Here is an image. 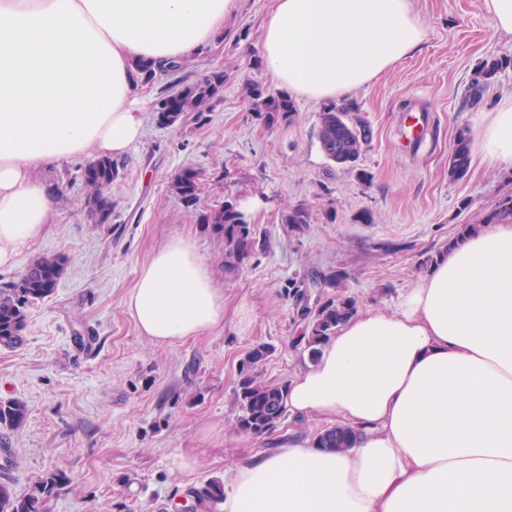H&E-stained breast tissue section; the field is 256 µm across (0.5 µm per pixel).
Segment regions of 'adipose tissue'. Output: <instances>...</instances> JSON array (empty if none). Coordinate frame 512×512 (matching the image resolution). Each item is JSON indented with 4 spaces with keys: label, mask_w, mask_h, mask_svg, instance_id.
Returning <instances> with one entry per match:
<instances>
[{
    "label": "adipose tissue",
    "mask_w": 512,
    "mask_h": 512,
    "mask_svg": "<svg viewBox=\"0 0 512 512\" xmlns=\"http://www.w3.org/2000/svg\"><path fill=\"white\" fill-rule=\"evenodd\" d=\"M237 0H0V265L31 249L53 209L33 176L62 160L117 157L140 140L139 64L195 55ZM411 0H273L261 63L279 88L335 99L415 50ZM512 167V98L479 131ZM127 308L172 344L224 326V291L194 242L169 238ZM285 406L349 427L234 463L218 512H512V223L457 234L394 311L350 317ZM318 442L324 448H349L353 442V431L342 427L327 428L318 434Z\"/></svg>",
    "instance_id": "adipose-tissue-1"
}]
</instances>
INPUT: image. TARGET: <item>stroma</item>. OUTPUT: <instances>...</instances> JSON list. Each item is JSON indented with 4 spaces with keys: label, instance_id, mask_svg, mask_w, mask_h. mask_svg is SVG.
<instances>
[{
    "label": "stroma",
    "instance_id": "stroma-1",
    "mask_svg": "<svg viewBox=\"0 0 512 512\" xmlns=\"http://www.w3.org/2000/svg\"><path fill=\"white\" fill-rule=\"evenodd\" d=\"M270 5L238 0L218 41L142 87L144 136L119 158L106 223L84 206L82 159L34 172L52 185L55 204L32 253L0 266V288L19 281L32 254L67 264L55 292L28 306L22 345L0 348V400L28 407L21 425L0 429V448L17 493L60 476L45 512H175L187 486L223 480L232 461L322 430L316 418L287 415L270 434L238 432L239 366L250 348L271 349L263 380L288 383L308 362L300 306L336 294L320 273H344L357 307L394 309L461 225L512 195V168L485 163L478 140L480 120L512 96V37L495 34L485 0H412L425 28L420 47L346 97L372 130L354 172L320 148L322 102L295 98L292 119L270 127L241 97L244 82L273 86L260 60ZM491 56L509 64L470 105L471 75ZM215 70L227 81L210 112L157 123L163 96ZM417 110L431 118L425 143L403 146L401 117ZM461 134L471 164L455 180L448 158ZM186 168L205 174L193 208L169 190ZM230 199L264 243L233 268L223 237L197 221L198 211ZM300 204L309 223H283ZM365 212L372 223H361ZM177 234L195 243L224 290V329L160 345L141 336L126 300L152 252Z\"/></svg>",
    "mask_w": 512,
    "mask_h": 512
}]
</instances>
